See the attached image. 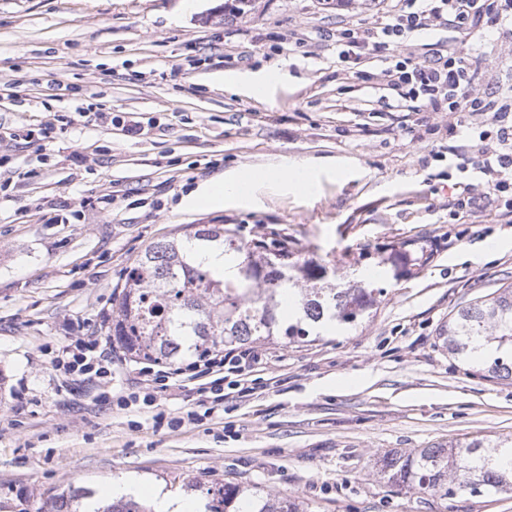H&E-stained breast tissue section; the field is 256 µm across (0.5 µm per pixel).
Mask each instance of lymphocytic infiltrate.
Here are the masks:
<instances>
[{"label": "lymphocytic infiltrate", "instance_id": "f902f5d3", "mask_svg": "<svg viewBox=\"0 0 512 512\" xmlns=\"http://www.w3.org/2000/svg\"><path fill=\"white\" fill-rule=\"evenodd\" d=\"M448 23L476 43L495 31L512 33V0H390L383 22L364 30L337 29L339 56L361 66L370 53L395 52L397 59L386 70L390 83L419 102L421 111L467 113L468 142L449 147L448 163L462 174L479 173L495 200L511 206L512 93H478L481 56L450 42L429 44L418 57L401 53L413 37ZM252 359L251 351L232 349L215 359L191 362L189 368L202 378L200 390L216 408L224 403L225 384L248 392L245 370ZM61 364L91 382L112 374L111 352L91 338L65 345Z\"/></svg>", "mask_w": 512, "mask_h": 512}]
</instances>
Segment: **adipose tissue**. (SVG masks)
Wrapping results in <instances>:
<instances>
[{
  "mask_svg": "<svg viewBox=\"0 0 512 512\" xmlns=\"http://www.w3.org/2000/svg\"><path fill=\"white\" fill-rule=\"evenodd\" d=\"M262 186L282 193H307L313 186L312 169L283 164L267 169L236 170L196 193L190 204L211 208L247 204L253 201L256 190Z\"/></svg>",
  "mask_w": 512,
  "mask_h": 512,
  "instance_id": "ef3b65f1",
  "label": "adipose tissue"
}]
</instances>
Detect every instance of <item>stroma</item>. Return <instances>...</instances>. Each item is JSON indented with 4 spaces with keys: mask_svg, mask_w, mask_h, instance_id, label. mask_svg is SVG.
Returning <instances> with one entry per match:
<instances>
[{
    "mask_svg": "<svg viewBox=\"0 0 512 512\" xmlns=\"http://www.w3.org/2000/svg\"><path fill=\"white\" fill-rule=\"evenodd\" d=\"M0 0V512H49L66 487L115 481L145 500L192 477L294 500L301 512H512V493L445 501L391 484L378 461L463 437L512 439V381L468 374L437 341L471 299L512 284V212L483 204L478 176L448 171L461 144L454 112H413L385 77L340 61L329 35L366 28L381 0ZM481 90L512 86V36L476 48ZM285 69L287 90L225 92L227 71ZM122 120L162 119L128 135L78 119L64 135L32 130L80 104ZM315 165L310 195L263 194L246 206L189 208L188 196L242 168ZM480 206L450 213L462 193ZM112 195L114 203L99 198ZM193 224L287 238L338 265L337 281L378 268L368 317L314 342L250 343L255 392L178 429L198 383L176 382L154 405L98 402L59 370L84 334L108 341L113 293L153 243ZM509 241L491 260L484 242ZM428 246L398 277L378 252Z\"/></svg>",
    "mask_w": 512,
    "mask_h": 512,
    "instance_id": "35a3bbf8",
    "label": "stroma"
}]
</instances>
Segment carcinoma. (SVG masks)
Listing matches in <instances>:
<instances>
[{
	"label": "carcinoma",
	"instance_id": "carcinoma-1",
	"mask_svg": "<svg viewBox=\"0 0 512 512\" xmlns=\"http://www.w3.org/2000/svg\"><path fill=\"white\" fill-rule=\"evenodd\" d=\"M212 249L235 263L234 278L205 263L202 254ZM326 271L274 239L243 243L222 224H196L148 247L129 268L114 297L112 342L134 357L175 366L223 347L275 339L288 344L357 325L381 290L369 278L329 284ZM439 340L482 376L512 380V284L459 307L441 326ZM481 345L492 347L493 355L473 357ZM381 471L397 486L442 500L512 490V441L463 439L449 449L392 451L382 457ZM182 490L203 494L199 512H299L295 503L253 487L188 480ZM53 512L155 510L133 496L107 500L90 488L69 487Z\"/></svg>",
	"mask_w": 512,
	"mask_h": 512
}]
</instances>
